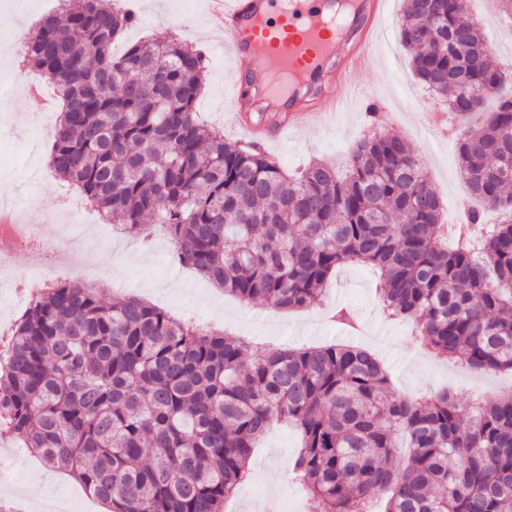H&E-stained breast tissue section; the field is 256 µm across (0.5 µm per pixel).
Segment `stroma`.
<instances>
[{
  "mask_svg": "<svg viewBox=\"0 0 512 512\" xmlns=\"http://www.w3.org/2000/svg\"><path fill=\"white\" fill-rule=\"evenodd\" d=\"M112 2L138 19L125 32L123 43L151 41L165 34L205 53L206 87L195 110L205 123L222 129L227 141L245 144L248 137L242 128L224 126L229 112L224 89L232 62L220 35L207 26L205 0ZM57 6L58 0H0V33L27 32ZM468 10L494 47L493 64L503 69L511 66L512 27L500 24L491 0H468ZM401 11L402 0H387L389 20L375 39L371 64L353 61L357 81L350 104L334 114L319 113L316 124L265 143L264 148L291 171L312 158L341 167L365 130L368 102L391 110L403 106L398 121L388 129L406 139L415 152L426 154L430 181L443 203V220L453 224L474 204L459 174L452 134L455 120L447 104L419 83L411 70L409 54L397 33ZM17 53V48L0 46V205L22 214L34 240L55 241L56 250L40 255L28 244L13 246L7 262L0 265V329H13L20 320L28 305L24 290L29 280L48 285L82 280L100 284L105 301L138 296L175 317L222 329L239 339L250 358L286 346L345 341L374 352L388 368L393 389L403 394L446 389L466 407L479 398L512 393L511 373L488 375L422 356L412 341L410 324L382 315L377 275L369 267L339 268L326 285L322 307L274 311L260 302L246 304L225 295L193 270L179 266L160 226L152 227L148 249L129 236L113 238L111 219L101 218L88 204L71 198L50 170L47 158L57 114L52 111L39 117L35 106L24 103L25 83L9 74ZM339 305L353 309L356 329L329 322L328 310ZM298 443L292 428L274 427L254 450L250 480L227 499L224 512H305L302 494L286 479ZM6 454L13 458L15 476L0 482V499L21 497L35 478L42 477L51 484L52 499L66 503L65 512H100L99 504L77 479L45 466L34 449L7 437L0 440V455Z\"/></svg>",
  "mask_w": 512,
  "mask_h": 512,
  "instance_id": "1",
  "label": "stroma"
}]
</instances>
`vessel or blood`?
<instances>
[{
  "label": "vessel or blood",
  "mask_w": 512,
  "mask_h": 512,
  "mask_svg": "<svg viewBox=\"0 0 512 512\" xmlns=\"http://www.w3.org/2000/svg\"><path fill=\"white\" fill-rule=\"evenodd\" d=\"M209 22L220 31L234 61L229 100L234 119L251 138L268 139L271 132L288 130V122L276 129L246 122L245 113L257 110L256 96H244L241 80L253 77L255 54H262L275 71L265 82L269 97L287 102L297 111L303 102L301 83L310 81L319 112L343 108L354 84L343 53L367 48L386 20L384 0H358L354 24L346 36H339L342 19L336 18L335 0H209Z\"/></svg>",
  "instance_id": "1"
}]
</instances>
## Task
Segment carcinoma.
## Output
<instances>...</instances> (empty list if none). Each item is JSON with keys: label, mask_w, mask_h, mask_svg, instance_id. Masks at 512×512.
<instances>
[{"label": "carcinoma", "mask_w": 512, "mask_h": 512, "mask_svg": "<svg viewBox=\"0 0 512 512\" xmlns=\"http://www.w3.org/2000/svg\"><path fill=\"white\" fill-rule=\"evenodd\" d=\"M20 53L60 91L50 168L118 231L163 226L174 259L242 302L305 310L344 264L379 271L382 314L412 323L427 356L512 370V217L448 244L419 156L376 127L345 174L312 161L290 176L259 144L233 145L194 106L204 54L174 38L112 46L135 15L110 0H65ZM411 68L456 111L489 109L458 134L459 173L512 208V77L467 0H403ZM279 422L301 444L288 479L308 512H512V394L461 421L448 391L404 395L369 350L330 343L252 360L238 339L176 320L140 298L106 302L60 282L31 299L0 361V436L35 448L111 512H224ZM409 455L393 465L396 449Z\"/></svg>", "instance_id": "1"}]
</instances>
